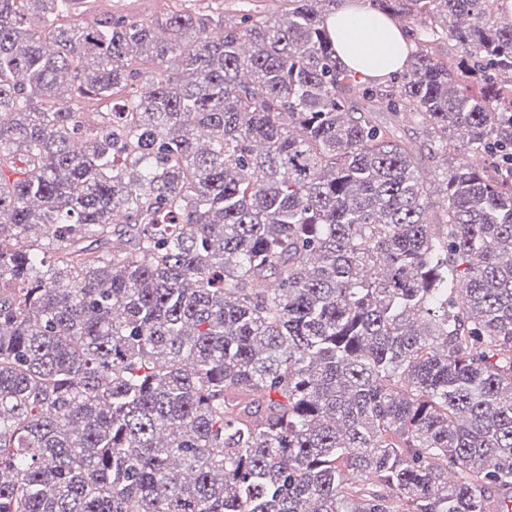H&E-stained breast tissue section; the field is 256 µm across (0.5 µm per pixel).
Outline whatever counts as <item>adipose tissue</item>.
<instances>
[{
  "label": "adipose tissue",
  "mask_w": 512,
  "mask_h": 512,
  "mask_svg": "<svg viewBox=\"0 0 512 512\" xmlns=\"http://www.w3.org/2000/svg\"><path fill=\"white\" fill-rule=\"evenodd\" d=\"M329 24L337 54L361 79L381 81L405 68V32L370 0H338Z\"/></svg>",
  "instance_id": "1"
}]
</instances>
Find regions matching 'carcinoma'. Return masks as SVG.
Here are the masks:
<instances>
[{"label": "carcinoma", "mask_w": 512, "mask_h": 512, "mask_svg": "<svg viewBox=\"0 0 512 512\" xmlns=\"http://www.w3.org/2000/svg\"><path fill=\"white\" fill-rule=\"evenodd\" d=\"M187 2L0 0V512H512L509 0ZM98 13L128 11L141 17L163 12L167 8V0H96ZM214 6L220 11H224V15L228 18L236 17L244 13V11H257L261 13H271L277 7V2L273 0H212ZM329 24L336 53L361 80L383 81L405 68L408 37L370 0H338ZM440 155L434 159L425 162L423 168V177L429 190V198L432 201H438L442 198V172L444 165L440 163Z\"/></svg>", "instance_id": "carcinoma-1"}]
</instances>
